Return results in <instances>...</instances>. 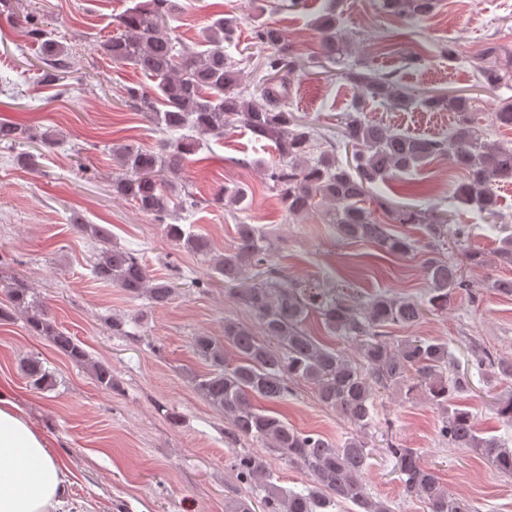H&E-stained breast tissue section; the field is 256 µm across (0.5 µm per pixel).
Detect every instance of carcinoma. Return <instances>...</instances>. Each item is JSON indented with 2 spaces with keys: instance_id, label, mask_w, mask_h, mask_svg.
<instances>
[{
  "instance_id": "carcinoma-1",
  "label": "carcinoma",
  "mask_w": 512,
  "mask_h": 512,
  "mask_svg": "<svg viewBox=\"0 0 512 512\" xmlns=\"http://www.w3.org/2000/svg\"><path fill=\"white\" fill-rule=\"evenodd\" d=\"M435 6V0H379L382 13L417 20L431 15ZM179 10L177 0H138L115 17L119 35L100 45L113 62L133 66L154 83L149 90L125 88V103L170 134L155 151L126 144L110 147L120 167L112 179V195L133 201L142 213L165 225L166 237L179 247L211 257L213 278L224 283L262 330L260 338L249 326L226 318L223 338L192 337L193 353L208 365V371L190 380L224 414L229 424L225 438L231 447L251 440L272 448L301 466L310 484L300 491L282 489L272 482L266 460L249 452L236 457L237 475L252 489L265 493V512H331L347 503L353 505L351 512H392L367 491L365 483L376 390L389 386L405 387L410 395L422 391L442 414L438 431L442 443L471 449L499 473L512 475L509 440L484 435L474 416L454 404L456 394L470 390V378L455 372L451 341L409 337L393 345L383 336L385 327L412 326L429 313L448 310L453 295L469 287L462 264L443 255L446 247L461 249L468 265H483L484 254L470 242L467 225L453 224L446 216L430 217L421 209L388 205L390 222L385 223L377 221L364 204L373 187L408 176L449 154L468 172L467 181L455 188L457 199L476 206L490 222L501 221L498 188L512 183V144L485 139L466 99L416 94L393 74L368 69L348 73L355 94L338 117L340 140L336 147L315 156L320 128L288 111L286 75L294 70L295 62L284 33L266 23L254 27L255 39L277 51L265 62L270 79L258 102L242 88L239 65L247 57L236 60L224 49L234 44L241 18L217 16L203 30L206 49L196 51L167 32L168 20ZM318 27L322 57L334 63L344 50L336 13L322 15ZM28 34L40 46V82L58 85L67 69L66 49L47 30L44 18L32 22ZM370 103L397 112L414 108L451 112L455 121L446 139L408 135L368 120ZM237 127L258 142L274 143L278 158L267 166V178L288 215L308 212L318 198L327 204L328 221L343 240L367 243L382 256L406 257L426 251L427 297L413 300L380 293L364 302L353 292L326 295L309 284L287 279L274 260L266 232L243 217L248 210L244 206L247 193L239 186L222 187L213 197V202L241 214L232 249L217 255L208 238L178 223L179 214L191 213L202 204L182 185L192 156L200 149L191 132L222 137ZM37 141L49 148L55 145L47 132L38 136L24 125L0 122V144L5 147ZM342 148L352 151V160L344 163L338 158ZM392 223L417 224L422 235L398 234L390 228ZM89 230L94 239L89 266L96 279L115 285L133 299L145 298L155 307L171 303L177 289L173 282L152 277L137 251L113 245L108 227L91 224ZM4 288L9 305L0 307V321L26 314L31 331L48 337L76 363L88 366L99 386L112 388V366L89 358L74 337L48 321L41 300L27 283L12 277ZM312 313L330 335L356 343L355 358L304 329ZM228 345L235 352L233 361L228 358ZM474 356L473 368L481 376L512 379V357L494 360L486 352ZM23 371L34 388L51 385L50 373L36 357L25 361ZM295 380L313 384L320 401L339 412L354 433L335 443L294 428L271 409L288 400ZM256 400L270 407H257ZM495 407L498 418L512 427V393L500 396ZM385 455L393 462L405 495L422 498L428 512H479L469 500L451 494L416 449L390 440Z\"/></svg>"
}]
</instances>
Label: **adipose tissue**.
<instances>
[{
    "label": "adipose tissue",
    "mask_w": 512,
    "mask_h": 512,
    "mask_svg": "<svg viewBox=\"0 0 512 512\" xmlns=\"http://www.w3.org/2000/svg\"><path fill=\"white\" fill-rule=\"evenodd\" d=\"M69 485L45 436L0 387V512H64Z\"/></svg>",
    "instance_id": "1"
}]
</instances>
